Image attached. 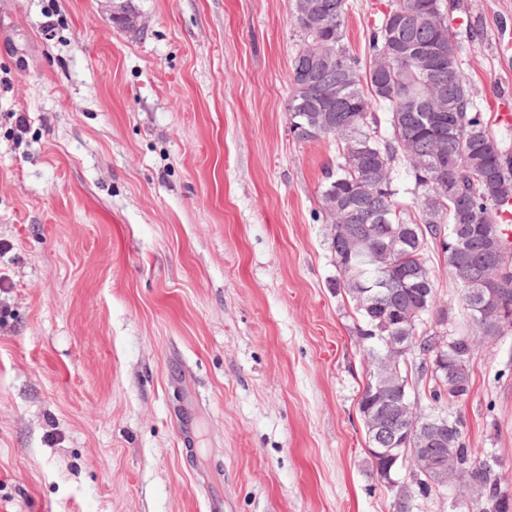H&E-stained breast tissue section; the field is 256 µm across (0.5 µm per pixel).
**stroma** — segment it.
Listing matches in <instances>:
<instances>
[{"label":"stroma","instance_id":"stroma-1","mask_svg":"<svg viewBox=\"0 0 512 512\" xmlns=\"http://www.w3.org/2000/svg\"><path fill=\"white\" fill-rule=\"evenodd\" d=\"M456 2L512 113V0ZM133 3L124 30L112 0H0V512H394L321 211L336 148L290 131L292 0ZM378 4L348 0L356 55ZM470 369L450 410L512 492V331Z\"/></svg>","mask_w":512,"mask_h":512}]
</instances>
